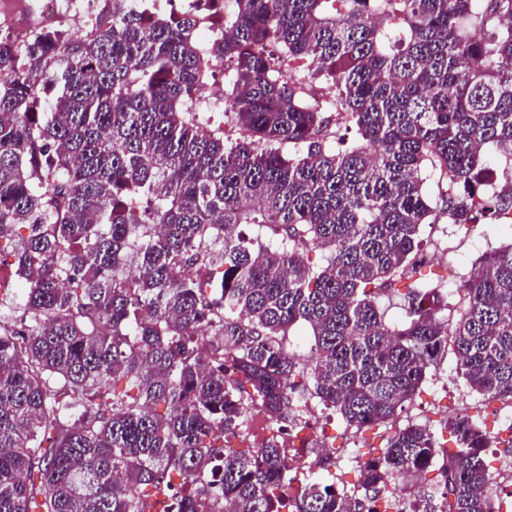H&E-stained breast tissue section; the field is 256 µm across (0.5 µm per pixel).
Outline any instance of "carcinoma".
I'll use <instances>...</instances> for the list:
<instances>
[{
  "instance_id": "carcinoma-1",
  "label": "carcinoma",
  "mask_w": 512,
  "mask_h": 512,
  "mask_svg": "<svg viewBox=\"0 0 512 512\" xmlns=\"http://www.w3.org/2000/svg\"><path fill=\"white\" fill-rule=\"evenodd\" d=\"M226 2L102 0L83 36L0 33V239L26 230L11 238L19 315L0 320V512H151L152 490L165 512L213 494L233 512H375L433 465L434 433L409 422L359 484L314 477L292 498L285 444L312 402L347 429L387 426L449 346L467 387L512 402V243L456 286L451 324L455 274L416 278L423 225L512 226V189L488 190L512 154L500 171L484 160L512 148V0ZM212 15L224 28L203 46ZM218 68L244 138L197 123ZM426 167L448 182L434 205ZM313 249L329 250L322 270ZM402 283L390 326L376 298ZM299 321L310 364L285 345ZM254 408L271 435L246 453L231 439ZM444 428L445 512H500L493 438L468 417Z\"/></svg>"
}]
</instances>
